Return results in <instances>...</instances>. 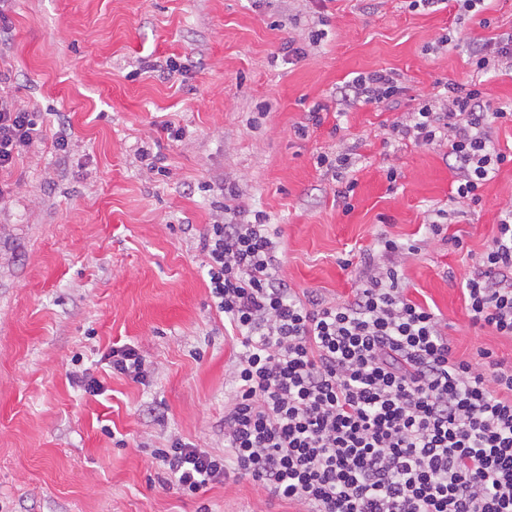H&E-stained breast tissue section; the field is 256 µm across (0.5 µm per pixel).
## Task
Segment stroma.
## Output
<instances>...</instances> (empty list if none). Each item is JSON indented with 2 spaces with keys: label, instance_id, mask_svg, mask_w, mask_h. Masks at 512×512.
Instances as JSON below:
<instances>
[{
  "label": "stroma",
  "instance_id": "1",
  "mask_svg": "<svg viewBox=\"0 0 512 512\" xmlns=\"http://www.w3.org/2000/svg\"><path fill=\"white\" fill-rule=\"evenodd\" d=\"M486 16L484 28L404 0H7L0 90L37 112L47 139L0 173V512H295L248 477L184 494L153 456L175 437L224 452L241 346L210 298L201 239L228 185L276 225L292 287L348 301L382 239L419 244L380 267L447 322L456 356L486 348L512 363V338L474 325L461 288L512 208V165L472 205L455 196L447 147L386 130L447 82L484 79L490 106L512 107V65L480 76L468 60L473 41L512 32V0ZM314 28L327 36L312 46ZM291 41L305 57H287ZM170 57L185 74L162 73ZM381 69L405 78L398 108L342 102L348 81ZM316 102L323 125L298 137ZM63 117L64 158L49 141ZM322 154L348 157L352 210ZM123 344L149 362L145 382L106 363ZM85 370L98 394L72 384Z\"/></svg>",
  "mask_w": 512,
  "mask_h": 512
}]
</instances>
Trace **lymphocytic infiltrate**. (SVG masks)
<instances>
[{"instance_id":"1","label":"lymphocytic infiltrate","mask_w":512,"mask_h":512,"mask_svg":"<svg viewBox=\"0 0 512 512\" xmlns=\"http://www.w3.org/2000/svg\"><path fill=\"white\" fill-rule=\"evenodd\" d=\"M393 71L347 84L349 104H394ZM482 84L449 82L389 127L391 138L447 143L458 199L480 191L512 155ZM43 138L32 112L0 94V172ZM202 240L208 288L242 346L224 412V452L176 439L155 459L184 493L229 471L266 486L298 512H512V365L483 349L455 357L446 326L409 299L397 269L371 276L353 301L332 304L280 276L278 231L232 205ZM473 323L512 337V210L463 282Z\"/></svg>"}]
</instances>
